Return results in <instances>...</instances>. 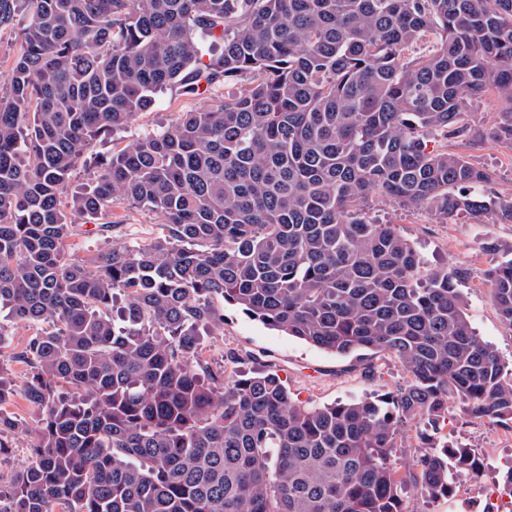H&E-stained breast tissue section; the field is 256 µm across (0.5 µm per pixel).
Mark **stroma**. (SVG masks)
I'll list each match as a JSON object with an SVG mask.
<instances>
[{"instance_id": "35a3bbf8", "label": "stroma", "mask_w": 512, "mask_h": 512, "mask_svg": "<svg viewBox=\"0 0 512 512\" xmlns=\"http://www.w3.org/2000/svg\"><path fill=\"white\" fill-rule=\"evenodd\" d=\"M203 99H187L177 88L160 93L154 106L139 113L114 138L98 141L95 152L110 154L131 139L144 136L172 123L179 113L203 106ZM449 150H463L479 167L495 171L489 190L512 198V147L486 138L465 149L449 143ZM373 217L400 225L414 241L430 265L438 268L462 267L467 278L462 284L467 309L478 336L495 346L506 365H512V327L505 324L491 301L486 284L490 267L512 258V223L490 215L475 222L465 217L440 221L423 209H403L377 197L371 203ZM112 220L121 224V241L146 244L161 236L160 214L124 204L112 209ZM213 306L223 320L220 330L203 337L202 356L226 370L265 367L274 370L285 382L294 400L315 405L349 401L363 397L383 399L402 387L407 375L401 365L381 353L363 351L348 357L320 350L294 337L268 329L238 307L220 300ZM0 376L13 388L5 409L18 421L10 435L11 447L0 456V473L10 474L23 467L39 419L37 410L24 398L28 376L24 364L0 358ZM506 430L488 419H471L461 413L449 417L439 432L441 439L461 442L479 454L481 474L463 472L452 497L435 502L407 489L414 512H483L488 502L484 487L489 476L506 470L512 462V442Z\"/></svg>"}]
</instances>
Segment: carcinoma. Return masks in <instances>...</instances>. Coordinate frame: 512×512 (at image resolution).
I'll return each instance as SVG.
<instances>
[{
    "label": "carcinoma",
    "instance_id": "1",
    "mask_svg": "<svg viewBox=\"0 0 512 512\" xmlns=\"http://www.w3.org/2000/svg\"><path fill=\"white\" fill-rule=\"evenodd\" d=\"M9 28L0 305L53 329L12 354L40 420L26 466L0 474V512H414L406 483L446 498L476 459L436 437L455 401L512 429V369L474 334L466 272L367 216L377 195L512 222V200L476 192L493 171L428 149L512 147V0H0ZM175 86L224 94L91 152ZM490 89L509 107L485 131L466 116ZM81 164L95 176L70 194ZM118 203L167 234L66 258L75 218L110 231ZM487 282L512 327V259ZM215 299L336 355L386 354L407 382L310 406L273 371L228 374L201 359ZM9 393L0 377V454Z\"/></svg>",
    "mask_w": 512,
    "mask_h": 512
}]
</instances>
